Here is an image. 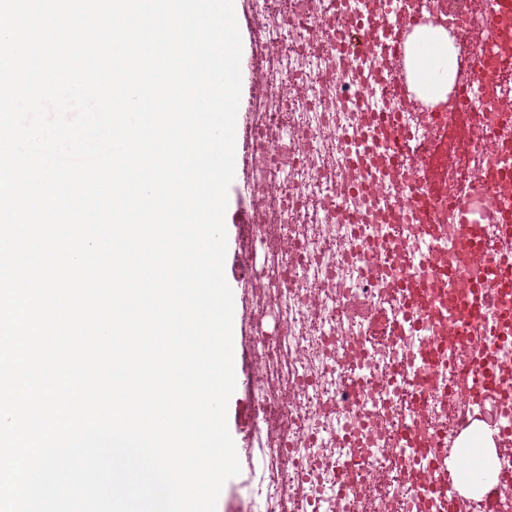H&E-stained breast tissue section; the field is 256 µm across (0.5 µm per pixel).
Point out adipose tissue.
<instances>
[{
  "mask_svg": "<svg viewBox=\"0 0 512 512\" xmlns=\"http://www.w3.org/2000/svg\"><path fill=\"white\" fill-rule=\"evenodd\" d=\"M452 41L444 27L420 25L414 28L408 38L407 68L413 69L417 80V95L428 102L446 101L453 85L451 73L436 76L433 61L437 58L450 59Z\"/></svg>",
  "mask_w": 512,
  "mask_h": 512,
  "instance_id": "1",
  "label": "adipose tissue"
}]
</instances>
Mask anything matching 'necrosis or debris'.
I'll return each mask as SVG.
<instances>
[{"instance_id":"obj_1","label":"necrosis or debris","mask_w":512,"mask_h":512,"mask_svg":"<svg viewBox=\"0 0 512 512\" xmlns=\"http://www.w3.org/2000/svg\"><path fill=\"white\" fill-rule=\"evenodd\" d=\"M432 18L455 48V85L479 60L463 31L483 27L481 0H259L255 41V189L243 267L255 285L252 438L271 492L245 512H512V325L462 341L448 324L463 307L487 319L512 305L488 287L410 288L430 254L471 260L504 248L495 190L512 172V65L493 69L494 96L468 118L496 117L448 166L423 203L436 221L416 228L412 170L435 129L416 103L386 123L392 89L388 12ZM473 185L479 219L443 224L444 196ZM488 356L498 383L473 402L458 380ZM482 436L486 484H442L428 450L451 454Z\"/></svg>"}]
</instances>
